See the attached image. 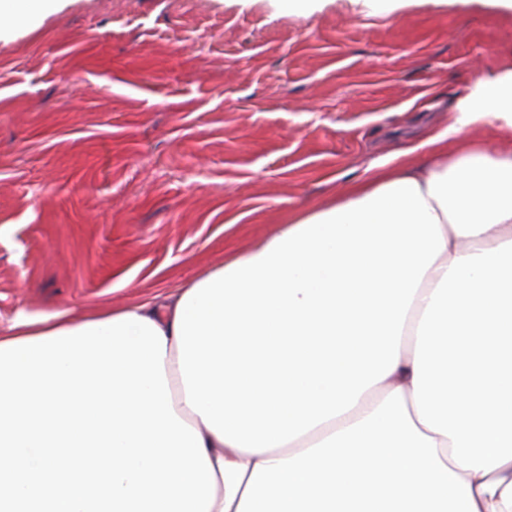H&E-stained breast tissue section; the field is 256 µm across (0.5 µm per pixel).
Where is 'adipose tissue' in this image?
Instances as JSON below:
<instances>
[{"label": "adipose tissue", "instance_id": "obj_1", "mask_svg": "<svg viewBox=\"0 0 512 512\" xmlns=\"http://www.w3.org/2000/svg\"><path fill=\"white\" fill-rule=\"evenodd\" d=\"M491 118L512 132V70L245 255L85 320L18 311L0 345L153 321L210 512H512V148L469 136Z\"/></svg>", "mask_w": 512, "mask_h": 512}]
</instances>
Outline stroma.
<instances>
[{"instance_id":"35a3bbf8","label":"stroma","mask_w":512,"mask_h":512,"mask_svg":"<svg viewBox=\"0 0 512 512\" xmlns=\"http://www.w3.org/2000/svg\"><path fill=\"white\" fill-rule=\"evenodd\" d=\"M508 69L490 0H59L0 38V320L181 287Z\"/></svg>"}]
</instances>
